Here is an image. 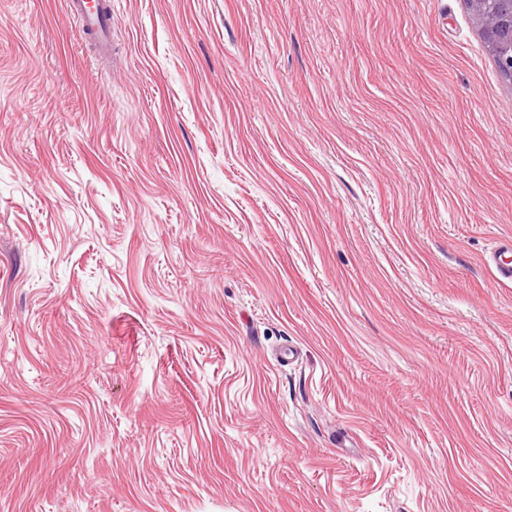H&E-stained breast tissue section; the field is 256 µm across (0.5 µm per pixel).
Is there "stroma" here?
<instances>
[{"label":"stroma","instance_id":"stroma-1","mask_svg":"<svg viewBox=\"0 0 512 512\" xmlns=\"http://www.w3.org/2000/svg\"><path fill=\"white\" fill-rule=\"evenodd\" d=\"M112 15L104 65L0 0V512H512V79L466 0ZM509 254H512V240L504 239L490 260V265L503 281H512V261L507 256Z\"/></svg>","mask_w":512,"mask_h":512}]
</instances>
